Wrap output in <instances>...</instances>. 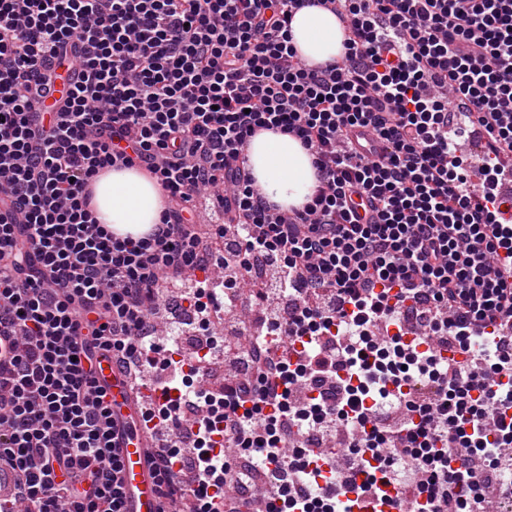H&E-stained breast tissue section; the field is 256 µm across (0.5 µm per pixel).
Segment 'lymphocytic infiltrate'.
I'll return each instance as SVG.
<instances>
[{
	"mask_svg": "<svg viewBox=\"0 0 512 512\" xmlns=\"http://www.w3.org/2000/svg\"><path fill=\"white\" fill-rule=\"evenodd\" d=\"M336 15L346 49L307 64L290 23L306 6ZM76 59L51 119L38 99ZM484 135V188L448 153V127ZM383 144L353 151L352 127ZM298 140L317 186L283 210L257 187L245 147L258 131ZM512 155V0H0V470L11 512H126L100 358L144 365L171 396L148 451L159 512L192 499L222 512L247 449L289 470L264 512H352L419 500L420 512H486L483 468L512 471V228L493 223ZM136 168L165 204L146 236H114L91 208L106 169ZM212 190L233 245L226 307L238 286L289 298L268 310L276 334L233 354L247 381L187 393L182 362L147 344L163 281L200 269L193 200ZM369 211L360 214L356 200ZM414 302L429 332H392ZM495 354L469 357L476 329ZM451 336L454 356L440 354ZM354 432L352 461L290 432ZM223 434L225 449L212 452Z\"/></svg>",
	"mask_w": 512,
	"mask_h": 512,
	"instance_id": "obj_1",
	"label": "lymphocytic infiltrate"
}]
</instances>
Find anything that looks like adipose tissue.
I'll use <instances>...</instances> for the list:
<instances>
[{"label":"adipose tissue","instance_id":"obj_1","mask_svg":"<svg viewBox=\"0 0 512 512\" xmlns=\"http://www.w3.org/2000/svg\"><path fill=\"white\" fill-rule=\"evenodd\" d=\"M293 43L307 62H339L344 35L335 16L318 7L296 12L291 22ZM247 165L261 191L282 209L301 207L317 181L311 155L295 139L263 131L246 147ZM97 219L115 235L139 237L156 224L163 205L160 186L135 169L100 173L93 184Z\"/></svg>","mask_w":512,"mask_h":512}]
</instances>
